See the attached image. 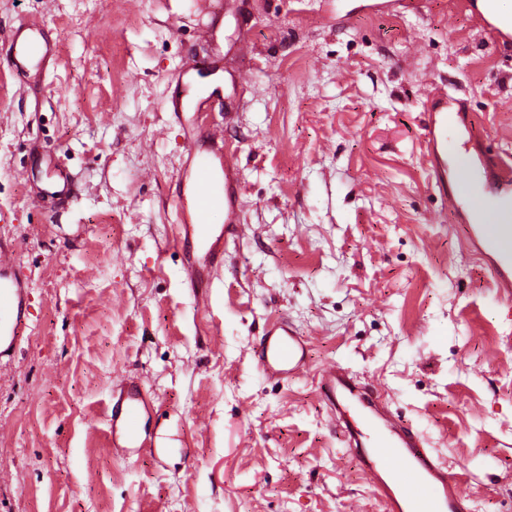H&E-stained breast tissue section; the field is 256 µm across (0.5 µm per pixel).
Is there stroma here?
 <instances>
[{
    "label": "stroma",
    "instance_id": "obj_1",
    "mask_svg": "<svg viewBox=\"0 0 512 512\" xmlns=\"http://www.w3.org/2000/svg\"><path fill=\"white\" fill-rule=\"evenodd\" d=\"M465 0H0L56 50L0 63V241L28 311L0 359V512H366L381 505L318 390L338 364L512 512V298L429 177L428 100L512 156V40ZM235 154L245 225L207 290L177 242L199 155ZM69 172L53 209L33 188ZM285 320L304 373L255 352ZM162 452L109 439L122 381Z\"/></svg>",
    "mask_w": 512,
    "mask_h": 512
}]
</instances>
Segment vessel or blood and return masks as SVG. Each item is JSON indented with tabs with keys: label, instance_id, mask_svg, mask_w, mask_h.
Listing matches in <instances>:
<instances>
[{
	"label": "vessel or blood",
	"instance_id": "b4317fda",
	"mask_svg": "<svg viewBox=\"0 0 512 512\" xmlns=\"http://www.w3.org/2000/svg\"><path fill=\"white\" fill-rule=\"evenodd\" d=\"M483 28L495 40H512V19L494 10L481 15ZM54 57L50 43L37 23L21 24L13 33L7 61L21 75L45 70ZM457 101L446 97L434 103L433 118L426 131L431 179L453 215H461L468 199L470 181L448 171V142L465 141L466 130L455 119ZM223 178L212 166L199 162L192 176L191 205L198 218L190 233L197 252L192 264L214 275L224 262V237L205 221L217 207L224 210L228 230L241 233L237 199L238 169L225 158ZM495 200L485 218L465 228L470 252L494 256L491 268L497 288L512 294V162L488 153L476 164ZM16 250L0 247V358L16 344V330L25 313L26 288L15 276ZM307 337L281 323L268 327L259 344L258 362L264 376L287 379L307 366ZM320 394L347 424L348 445L361 472L375 488L383 512H474V505L460 484L457 473L424 448L418 436L399 424L387 410L379 392L364 390L344 367L334 364L320 373ZM150 407L141 386L123 384L111 409L112 445L131 452L154 453L156 444L147 426Z\"/></svg>",
	"mask_w": 512,
	"mask_h": 512
}]
</instances>
